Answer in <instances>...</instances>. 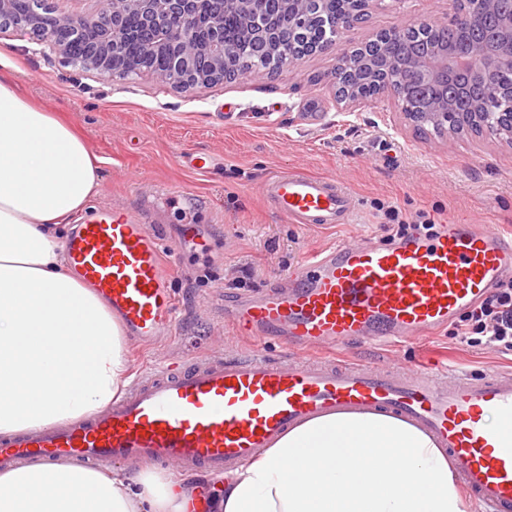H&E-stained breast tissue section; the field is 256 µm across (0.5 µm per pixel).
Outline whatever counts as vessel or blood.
<instances>
[{
  "mask_svg": "<svg viewBox=\"0 0 512 512\" xmlns=\"http://www.w3.org/2000/svg\"><path fill=\"white\" fill-rule=\"evenodd\" d=\"M265 195L286 222H349L356 198L334 179L295 169L268 178ZM78 277L131 336L172 335L176 302L158 234L128 213L99 212L67 243ZM512 277V236L484 224H445L433 236L339 244L293 270L283 294L237 302L230 324L255 346L202 356L140 378L84 419L0 439V470L25 462L115 459L213 474L249 460L288 428L342 410L386 411L446 448L461 485L492 512H512V372L402 371L325 353L363 342H412L447 327ZM294 350L283 360L268 341Z\"/></svg>",
  "mask_w": 512,
  "mask_h": 512,
  "instance_id": "1",
  "label": "vessel or blood"
}]
</instances>
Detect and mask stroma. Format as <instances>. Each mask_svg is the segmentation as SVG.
Wrapping results in <instances>:
<instances>
[{
  "instance_id": "35a3bbf8",
  "label": "stroma",
  "mask_w": 512,
  "mask_h": 512,
  "mask_svg": "<svg viewBox=\"0 0 512 512\" xmlns=\"http://www.w3.org/2000/svg\"><path fill=\"white\" fill-rule=\"evenodd\" d=\"M450 0H402L348 33L362 42L408 21H447ZM29 36L0 33V72L16 77L35 103L64 113L101 160L97 208L143 218L162 237L178 307L172 336L136 347L145 373L166 362L251 347L224 321L236 296L287 283L289 271L339 242L384 238L386 210L430 212L441 223L512 231V148L487 139L441 140L402 126L390 103L353 115L331 107L332 53L275 75L180 90L137 74L103 80L36 53ZM206 156L199 172L190 157ZM301 168L333 178L357 199L349 223L290 224L263 194L266 179ZM343 357L375 365L468 373L512 369V354L461 345L455 327L379 350L364 344Z\"/></svg>"
}]
</instances>
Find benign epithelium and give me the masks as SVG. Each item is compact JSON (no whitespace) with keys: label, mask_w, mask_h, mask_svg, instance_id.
Masks as SVG:
<instances>
[{"label":"benign epithelium","mask_w":512,"mask_h":512,"mask_svg":"<svg viewBox=\"0 0 512 512\" xmlns=\"http://www.w3.org/2000/svg\"><path fill=\"white\" fill-rule=\"evenodd\" d=\"M52 0H27L19 12L16 0H0V33L13 28L32 33L40 52L55 54L67 63L104 78L124 77L126 42L137 35L148 44L147 52H162L166 66H145L141 71L157 83L195 89L224 80V69L242 54V47L224 39V11L244 16L249 44L268 47L269 69L295 68L304 54L282 36L281 28L267 21L258 0H223L222 10L205 17L197 14L198 0H96L97 10L74 18L54 13ZM385 0H276L288 31L299 32L319 23L323 38L311 53L336 52V69L329 81L338 114H352L368 102L387 100L405 124L439 138L470 136L492 138L512 146V0H451L450 23L428 19L389 29L394 34L446 28H468L481 33L473 43L432 40L407 55L399 72L384 64L387 45L374 34L360 44L340 42L362 16ZM51 16L54 26L68 31L69 41H60L44 24ZM139 19L137 31L126 18ZM101 27L98 43L75 57L70 44L85 40L89 29ZM364 69L376 78L377 91L366 100L347 85L346 75Z\"/></svg>","instance_id":"1"}]
</instances>
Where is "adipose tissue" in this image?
<instances>
[{"instance_id": "adipose-tissue-1", "label": "adipose tissue", "mask_w": 512, "mask_h": 512, "mask_svg": "<svg viewBox=\"0 0 512 512\" xmlns=\"http://www.w3.org/2000/svg\"><path fill=\"white\" fill-rule=\"evenodd\" d=\"M100 160L68 118L0 74V436L122 397L134 348L75 274L73 224ZM0 512H470L447 453L419 426L340 411L295 425L211 488L199 474L75 462L0 473Z\"/></svg>"}]
</instances>
